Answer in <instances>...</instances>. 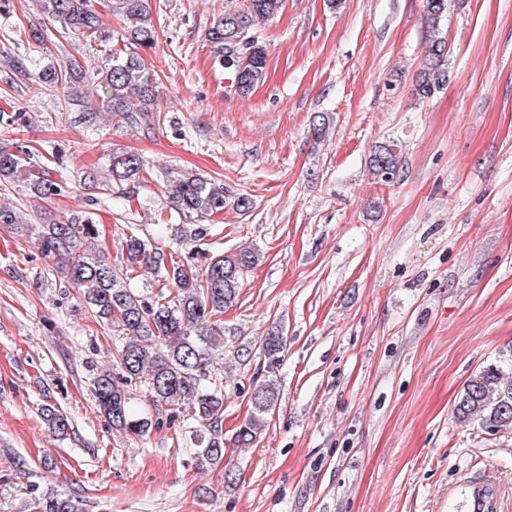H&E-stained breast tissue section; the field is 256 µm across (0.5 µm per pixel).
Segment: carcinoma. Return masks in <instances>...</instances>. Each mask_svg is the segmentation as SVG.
Returning a JSON list of instances; mask_svg holds the SVG:
<instances>
[{
    "label": "carcinoma",
    "instance_id": "1",
    "mask_svg": "<svg viewBox=\"0 0 512 512\" xmlns=\"http://www.w3.org/2000/svg\"><path fill=\"white\" fill-rule=\"evenodd\" d=\"M39 11L59 24L63 37L78 36L87 42L109 43L117 39L125 48L109 51L95 71L85 61L69 57L39 66L35 76L60 92L69 106L83 99L81 87L92 85L98 106L84 113L90 127L100 125L98 113L108 112L134 129L160 123L161 107L155 77L145 66L143 54L156 49L159 35L149 0H110L112 14L123 23L114 35L103 26L92 0H36ZM284 0H231V6L214 20L205 39L214 48L218 64L234 74L235 91L249 94L263 79L267 52L257 22L277 15ZM427 26L437 29L448 16V0H425ZM448 43L428 39L417 90L428 98L448 85ZM369 168L385 184L403 178L400 152L395 144H382L370 156ZM146 164L135 153H115L108 169L111 184L137 183ZM26 178L32 191L46 195L54 191L46 171L31 169L24 158L0 148V183ZM163 182V204L187 224L195 226L224 210V185L197 172L169 168ZM0 224L24 225L20 212L0 203ZM41 252L56 260L64 281L77 288L85 308L98 321L120 328L127 343L113 359L115 367L97 374L92 394L99 411L112 429L128 436L143 437L161 427L160 418L132 406L133 390L150 389L154 406L164 403L176 420L191 429L190 442L195 466L205 469L224 463V370L215 367L216 352L224 349L225 337L235 335L224 327V309L236 304L243 274L260 261L251 248L207 258L197 268L174 258L135 229L125 233L121 264L86 253L84 243L99 236L90 214H64L52 224L40 225ZM155 275L167 291L153 296L130 287L139 270ZM287 347V337L271 329L255 342L237 346L235 359L247 365L253 351H265L264 362L271 377L257 382L251 394V413L234 433L236 447L246 448L265 430L280 398L272 377ZM461 423L476 422L489 431H512V369L491 364L470 376L454 408ZM44 419L56 436L67 434L71 421L61 410L44 408ZM29 512H77L70 498L50 491L34 495Z\"/></svg>",
    "mask_w": 512,
    "mask_h": 512
}]
</instances>
